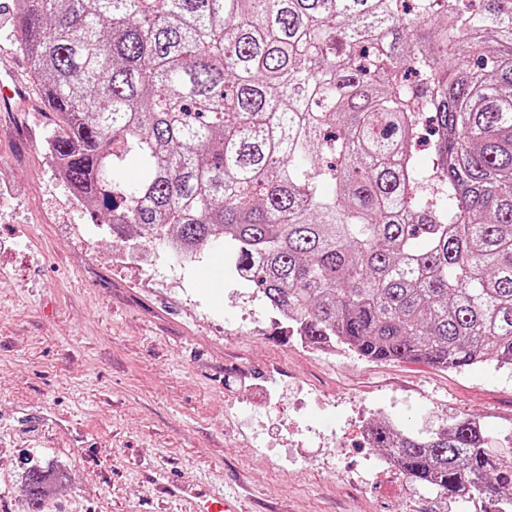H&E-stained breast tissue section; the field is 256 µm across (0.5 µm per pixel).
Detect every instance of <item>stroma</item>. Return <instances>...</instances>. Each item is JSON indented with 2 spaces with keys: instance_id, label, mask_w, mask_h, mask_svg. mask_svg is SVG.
I'll return each instance as SVG.
<instances>
[{
  "instance_id": "35a3bbf8",
  "label": "stroma",
  "mask_w": 512,
  "mask_h": 512,
  "mask_svg": "<svg viewBox=\"0 0 512 512\" xmlns=\"http://www.w3.org/2000/svg\"><path fill=\"white\" fill-rule=\"evenodd\" d=\"M0 0V67L28 88L0 101V512H24L27 464L69 483L43 512H181L176 478L246 496V512H468L371 469L360 434L388 411L411 431L480 418L512 464V371L462 373L304 350L257 289L144 242L126 261L104 211H81L45 139L55 116L14 47ZM299 457L281 469L287 449Z\"/></svg>"
}]
</instances>
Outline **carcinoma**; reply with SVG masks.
<instances>
[{
	"label": "carcinoma",
	"instance_id": "carcinoma-1",
	"mask_svg": "<svg viewBox=\"0 0 512 512\" xmlns=\"http://www.w3.org/2000/svg\"><path fill=\"white\" fill-rule=\"evenodd\" d=\"M401 2L14 0L16 46L112 232L188 261L224 239L310 345L512 369V0ZM370 427L413 485L512 512L480 419ZM47 480L27 467L28 512Z\"/></svg>",
	"mask_w": 512,
	"mask_h": 512
}]
</instances>
